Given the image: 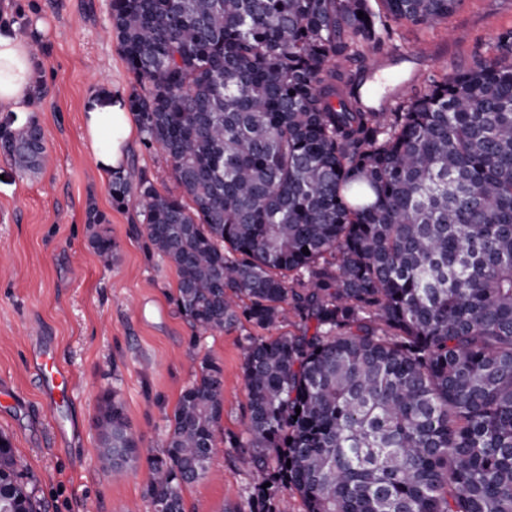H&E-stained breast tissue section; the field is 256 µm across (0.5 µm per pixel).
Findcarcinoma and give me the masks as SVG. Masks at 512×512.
<instances>
[{"label":"carcinoma","instance_id":"cac0c4a2","mask_svg":"<svg viewBox=\"0 0 512 512\" xmlns=\"http://www.w3.org/2000/svg\"><path fill=\"white\" fill-rule=\"evenodd\" d=\"M381 2L111 0L147 83L130 112L179 189L116 177L112 199L138 198L196 329H267L286 310L303 324L243 349L233 447L249 470L305 512H512V28L493 56L376 112L356 41L462 0ZM0 147L34 174L42 128L0 130ZM93 246L111 265V236ZM222 411L223 371L204 359L148 458L154 512H185ZM98 412L100 460L120 472L141 448L120 400ZM26 473L0 434V512H36ZM271 500L261 488L247 512Z\"/></svg>","mask_w":512,"mask_h":512}]
</instances>
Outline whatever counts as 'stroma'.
<instances>
[{
  "instance_id": "obj_1",
  "label": "stroma",
  "mask_w": 512,
  "mask_h": 512,
  "mask_svg": "<svg viewBox=\"0 0 512 512\" xmlns=\"http://www.w3.org/2000/svg\"><path fill=\"white\" fill-rule=\"evenodd\" d=\"M111 0H0V28L24 35L36 81L25 111L0 108V129L38 121L46 160L21 175L0 152V433L28 465V489L40 512H153L145 491L152 473L139 458L124 474L104 467L96 427L104 394L116 395L142 447L161 453L182 392L203 358L223 370L224 410L210 473L183 491L186 512H225L246 504L262 478L243 468L233 444L245 439L247 389L241 371L250 338L298 332L286 316L259 330L241 322L201 333L174 296L175 267L147 245L138 201L116 203L111 173L98 165L86 135L89 113L127 102L138 79L110 31ZM512 28V0H463L448 20L390 23L382 48L360 44L365 68L404 59L397 104L444 73L488 56L498 33ZM125 176L150 179L160 193L176 184L164 153L136 137ZM103 217L91 224V214ZM103 230L117 244L104 267L92 245ZM46 339L69 369L70 399L50 405L26 369L36 340Z\"/></svg>"
}]
</instances>
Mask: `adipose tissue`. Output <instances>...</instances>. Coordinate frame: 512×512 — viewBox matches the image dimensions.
I'll return each instance as SVG.
<instances>
[{"mask_svg": "<svg viewBox=\"0 0 512 512\" xmlns=\"http://www.w3.org/2000/svg\"><path fill=\"white\" fill-rule=\"evenodd\" d=\"M34 82L35 70L28 41L15 31H0V105L24 110ZM86 133L101 167L114 172L124 170L128 147L136 131L122 105L90 113Z\"/></svg>", "mask_w": 512, "mask_h": 512, "instance_id": "obj_1", "label": "adipose tissue"}]
</instances>
